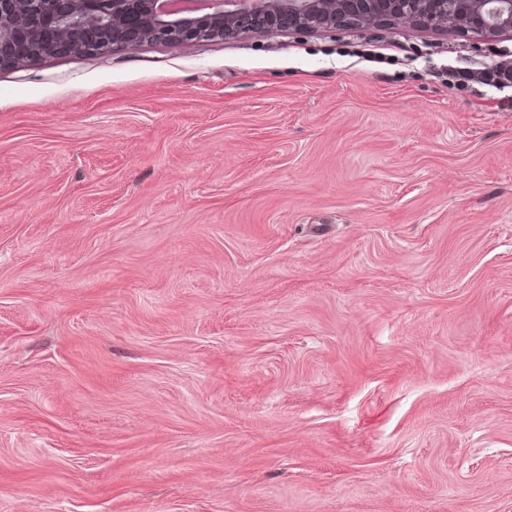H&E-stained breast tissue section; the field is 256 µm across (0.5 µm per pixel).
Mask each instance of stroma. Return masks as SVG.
Wrapping results in <instances>:
<instances>
[{"label": "stroma", "instance_id": "1", "mask_svg": "<svg viewBox=\"0 0 512 512\" xmlns=\"http://www.w3.org/2000/svg\"><path fill=\"white\" fill-rule=\"evenodd\" d=\"M512 65L409 26L0 70V512H512ZM457 76L462 81L478 80L489 86L503 85L506 81H508V83L512 81V73L510 70L491 69L482 71L479 75L472 74L471 72H457Z\"/></svg>", "mask_w": 512, "mask_h": 512}]
</instances>
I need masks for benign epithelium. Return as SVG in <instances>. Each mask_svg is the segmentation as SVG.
Here are the masks:
<instances>
[{"label":"benign epithelium","mask_w":512,"mask_h":512,"mask_svg":"<svg viewBox=\"0 0 512 512\" xmlns=\"http://www.w3.org/2000/svg\"><path fill=\"white\" fill-rule=\"evenodd\" d=\"M512 33V0H0V69L48 56L399 24Z\"/></svg>","instance_id":"benign-epithelium-1"}]
</instances>
